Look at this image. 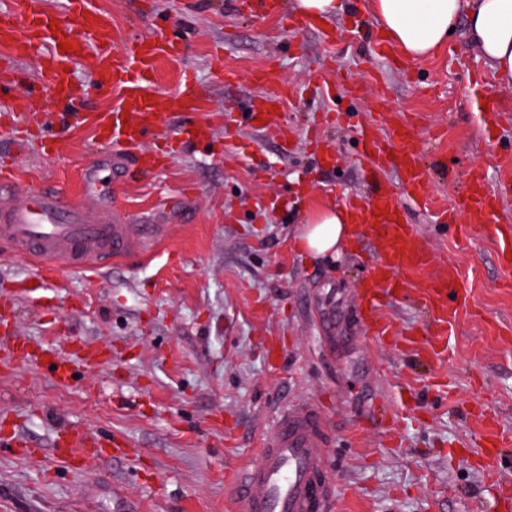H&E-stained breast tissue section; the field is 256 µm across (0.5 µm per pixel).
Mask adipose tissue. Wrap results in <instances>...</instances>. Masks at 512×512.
Masks as SVG:
<instances>
[{
    "label": "adipose tissue",
    "mask_w": 512,
    "mask_h": 512,
    "mask_svg": "<svg viewBox=\"0 0 512 512\" xmlns=\"http://www.w3.org/2000/svg\"><path fill=\"white\" fill-rule=\"evenodd\" d=\"M382 37L405 59L431 56L465 24L467 38L496 79L512 85V0H371ZM353 229L345 209L313 211L295 238L296 249L313 258L337 254Z\"/></svg>",
    "instance_id": "obj_1"
}]
</instances>
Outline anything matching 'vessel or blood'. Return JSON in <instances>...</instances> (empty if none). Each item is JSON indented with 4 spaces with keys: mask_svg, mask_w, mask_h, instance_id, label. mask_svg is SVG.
<instances>
[{
    "mask_svg": "<svg viewBox=\"0 0 512 512\" xmlns=\"http://www.w3.org/2000/svg\"><path fill=\"white\" fill-rule=\"evenodd\" d=\"M86 0H68V21L50 29L51 17L43 0H18L15 8L0 10V46L7 48L4 64L29 61L39 73L38 89L22 96L21 111L37 114L46 102L58 111L52 121H39L36 138L42 148L54 150L60 129L73 124L93 126L98 137L111 144V151L96 163L86 166L81 183L86 205H72L67 193L58 187H46L16 202L15 171L0 175V240L8 242L17 254L35 258L41 267L32 276L38 284L60 275L62 267L85 272L100 269L103 260L126 257L132 241L149 237V225L116 224L107 208L108 200L99 189L98 173L125 171L129 163L151 169L161 165L163 152L136 153V146L167 139L158 126L162 111L187 109L204 113L209 101L202 96L185 97L181 93L159 96L149 90L146 72L152 70L156 57L174 52L176 42L160 45L137 36L125 48H116L106 21L98 15H86ZM88 31L92 51H84L74 40V28ZM70 43L61 51L60 43ZM96 75L100 83H113L121 91L120 102L105 112L83 111L71 74L74 59ZM360 157L368 166L372 187L367 196L349 198L345 208L352 224L365 230L376 247L369 278L361 290L360 305L367 315H374L380 298L394 288L396 277L411 272L426 262L422 248L410 224L394 201L395 189L407 192L418 208H426L430 196L422 160V149L410 129L399 128L391 135V151H383L370 139L369 130L361 132ZM399 171L398 187L383 180L388 168ZM461 207L471 223L493 224L497 221L496 198L484 183L474 182ZM453 284L439 280L430 287L425 299L433 313L440 335L448 333V298ZM330 432L322 407L305 401L283 407L262 442L259 461L229 476L239 512H327L331 502V477L326 466ZM113 442L94 431L72 433L69 450L88 456L112 454Z\"/></svg>",
    "mask_w": 512,
    "mask_h": 512,
    "instance_id": "b4317fda",
    "label": "vessel or blood"
}]
</instances>
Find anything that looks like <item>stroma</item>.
Returning <instances> with one entry per match:
<instances>
[{"instance_id": "35a3bbf8", "label": "stroma", "mask_w": 512, "mask_h": 512, "mask_svg": "<svg viewBox=\"0 0 512 512\" xmlns=\"http://www.w3.org/2000/svg\"><path fill=\"white\" fill-rule=\"evenodd\" d=\"M238 0H90L125 41L177 39L154 91L191 92L205 115L165 112L179 143L158 171L112 185L122 224H154L160 244L90 275L64 269L59 287L20 297L26 258L0 244V433L20 426L28 459L0 447V512H234L227 470L256 463L280 409L313 399L333 435V512H497L480 476L479 413L512 431V267L492 229L452 208L481 171L512 219V87L456 32L436 55L403 60L379 35L367 0L319 27H290L292 0L248 13ZM274 67L279 81L256 74ZM359 86L357 100L346 89ZM391 127L412 124L427 153L430 211L398 202L430 256L379 313L418 343L428 315L416 286L456 267L463 294L435 357L386 344L352 312L372 258L369 245L309 259L293 239L324 203L362 192L357 125L378 97ZM281 119L247 121L257 98ZM495 100L486 112L476 101ZM355 124H329L340 108ZM207 123L209 140L190 135ZM57 153L16 150L0 133V164L15 163L18 195L57 186L82 201L80 176L106 148L86 127L60 135ZM72 346V377L57 381L23 353ZM115 438L124 455L80 470L57 451L70 431Z\"/></svg>"}]
</instances>
